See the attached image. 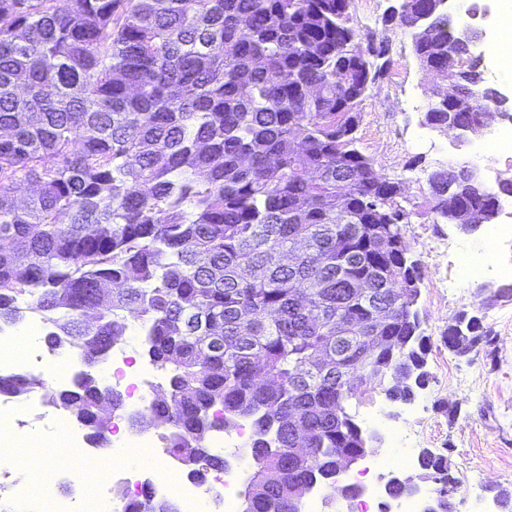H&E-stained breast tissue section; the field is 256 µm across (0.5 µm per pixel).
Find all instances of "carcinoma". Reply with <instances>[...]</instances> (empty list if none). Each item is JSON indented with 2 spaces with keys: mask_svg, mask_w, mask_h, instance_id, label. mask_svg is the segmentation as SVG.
Returning <instances> with one entry per match:
<instances>
[{
  "mask_svg": "<svg viewBox=\"0 0 512 512\" xmlns=\"http://www.w3.org/2000/svg\"><path fill=\"white\" fill-rule=\"evenodd\" d=\"M423 68L461 91L442 112L470 127L495 87L470 84L479 39L448 57L457 23L416 26ZM350 0H0V325L39 319L44 340L89 369L58 403L107 441L101 358L135 324L167 391L136 427H168L188 469H224L205 443L250 421L245 512H289L295 488L336 487L363 430L352 409L426 384L416 305L421 270L399 186L356 147L361 97L383 73L348 25ZM432 171L479 211L512 194ZM389 309L377 328L375 311ZM473 350L481 324L465 332ZM36 377L0 376L16 395ZM310 452L294 455L297 431ZM418 465L439 484L423 512H453L447 456ZM338 488V487H336ZM340 496L356 495L353 485Z\"/></svg>",
  "mask_w": 512,
  "mask_h": 512,
  "instance_id": "1",
  "label": "carcinoma"
}]
</instances>
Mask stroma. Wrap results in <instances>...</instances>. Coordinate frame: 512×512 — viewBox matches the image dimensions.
<instances>
[{
	"label": "stroma",
	"mask_w": 512,
	"mask_h": 512,
	"mask_svg": "<svg viewBox=\"0 0 512 512\" xmlns=\"http://www.w3.org/2000/svg\"><path fill=\"white\" fill-rule=\"evenodd\" d=\"M388 0H351L349 24L360 35L389 44V65L362 97L355 130L358 149L401 187L400 203L409 211L406 241L420 263L418 309L428 339L429 380L417 390L421 409L410 413L409 429L419 448L447 455L456 480L474 476L482 488L512 491V299L484 302L480 282L462 277L463 254L488 251L492 225L471 234L434 221L429 173L442 164L468 160L466 146L453 134L426 126L424 116L437 82L413 50L410 30L383 23ZM477 315L490 343L466 356L450 351L444 339L460 312ZM33 440L24 457L55 464L61 450L52 416L30 423Z\"/></svg>",
	"instance_id": "35a3bbf8"
}]
</instances>
